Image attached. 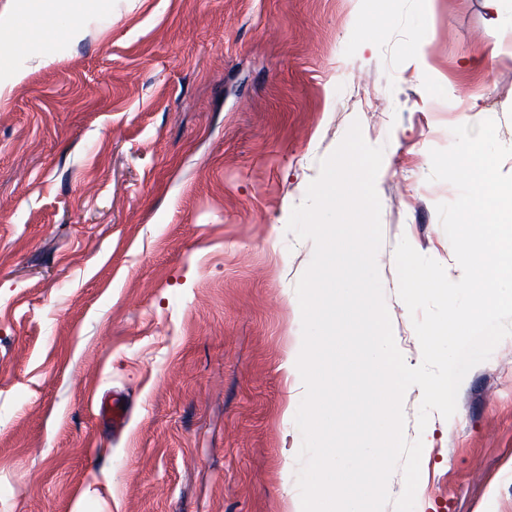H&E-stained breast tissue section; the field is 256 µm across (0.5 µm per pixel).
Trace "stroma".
Here are the masks:
<instances>
[{
	"mask_svg": "<svg viewBox=\"0 0 512 512\" xmlns=\"http://www.w3.org/2000/svg\"><path fill=\"white\" fill-rule=\"evenodd\" d=\"M0 0V512H301L287 231L352 122L384 149L396 345L408 239L462 269L429 181L461 116L512 146V0ZM22 81H15L17 70ZM122 393L121 431L97 402ZM422 439L414 512H512V335Z\"/></svg>",
	"mask_w": 512,
	"mask_h": 512,
	"instance_id": "35a3bbf8",
	"label": "stroma"
}]
</instances>
